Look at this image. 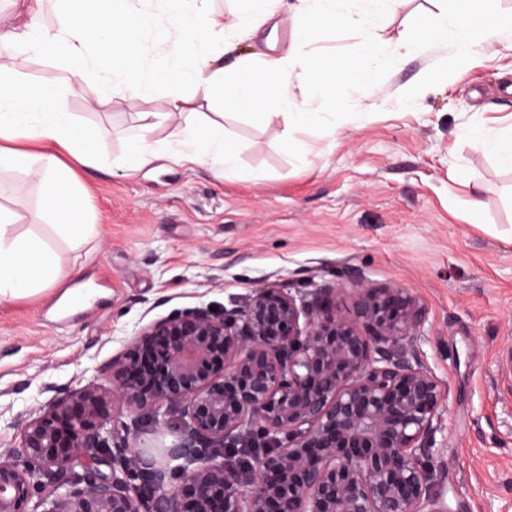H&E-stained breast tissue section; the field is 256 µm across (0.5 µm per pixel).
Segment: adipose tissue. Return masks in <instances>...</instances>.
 I'll return each mask as SVG.
<instances>
[{
	"label": "adipose tissue",
	"mask_w": 512,
	"mask_h": 512,
	"mask_svg": "<svg viewBox=\"0 0 512 512\" xmlns=\"http://www.w3.org/2000/svg\"><path fill=\"white\" fill-rule=\"evenodd\" d=\"M288 52L260 60L240 59L232 68L206 66L208 47L223 42L227 31L209 16V0H166L169 23L132 7L131 0H65L53 26L24 23L8 33L13 44L25 46L37 56L65 60L72 75L92 67L102 87L116 96H145L155 85L169 88L167 111L162 118L193 110L198 101L220 99L225 110H261L277 102L289 124L320 125L324 102L307 95V87L321 82L328 93L345 83L365 95L373 94L375 74L358 61L336 58V72L319 80L311 34L320 22L361 32L363 53L383 63L392 62L397 49L376 33L365 13L342 11L337 0H301ZM445 13L424 20L413 29L415 44L435 46L452 42L460 55H471L480 44L501 40L512 33V13L494 15L484 0H442ZM277 94H270L271 85ZM174 146L168 159L235 171L238 152L223 124H191L175 127ZM40 143V152L13 148L17 139ZM81 159L87 166L98 163L87 130L73 121L67 96L57 75H49L26 93H18L12 73L0 69V169L39 182L43 216L56 238L80 241L97 227L81 205L64 155ZM17 214L0 206V302L28 298L48 291L70 277L71 269L60 259L54 240L16 232Z\"/></svg>",
	"instance_id": "obj_1"
}]
</instances>
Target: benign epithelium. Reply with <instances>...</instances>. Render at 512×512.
Wrapping results in <instances>:
<instances>
[{"mask_svg":"<svg viewBox=\"0 0 512 512\" xmlns=\"http://www.w3.org/2000/svg\"><path fill=\"white\" fill-rule=\"evenodd\" d=\"M353 282L346 311L342 288L272 286L156 317L97 366L109 387L44 386L0 451V512H452L431 487L448 386L420 361L428 310ZM145 416L175 437L157 455Z\"/></svg>","mask_w":512,"mask_h":512,"instance_id":"1","label":"benign epithelium"}]
</instances>
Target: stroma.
Returning a JSON list of instances; mask_svg holds the SVG:
<instances>
[{"label": "stroma", "instance_id": "35a3bbf8", "mask_svg": "<svg viewBox=\"0 0 512 512\" xmlns=\"http://www.w3.org/2000/svg\"><path fill=\"white\" fill-rule=\"evenodd\" d=\"M355 7L398 47L378 70L377 94L340 89V106L311 128L225 115L239 166L223 177L164 157L126 170L142 113L165 109L164 88L114 98L91 74L73 78L69 110L93 135L101 165L71 167L98 235L60 243L75 276L0 304V450L17 444L18 422L44 385L99 382L97 366L151 319L229 309L269 284L346 288L355 271L365 285L407 289L428 308L420 360L448 385L434 490L453 512H512V169L468 135L512 137V35L460 65L453 45L405 41L416 19L440 14V0ZM293 23L280 8L255 33L214 49L212 61L285 55ZM361 42L359 32L323 26L312 47L356 57ZM0 67L29 87L56 70L8 45ZM429 74L437 80L423 86ZM0 179L13 185L0 206L17 212L18 231L42 232L37 181L9 171ZM477 187L484 209L475 215L467 202ZM92 285L94 301L66 320L49 309L50 299Z\"/></svg>", "mask_w": 512, "mask_h": 512}]
</instances>
